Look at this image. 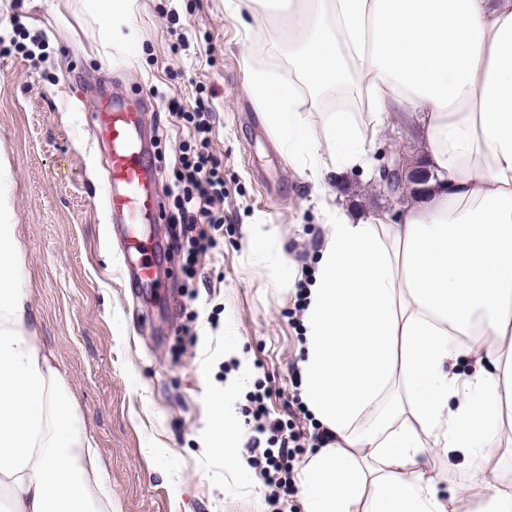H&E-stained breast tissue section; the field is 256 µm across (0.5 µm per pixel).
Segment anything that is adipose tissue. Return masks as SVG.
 Wrapping results in <instances>:
<instances>
[{"instance_id": "adipose-tissue-1", "label": "adipose tissue", "mask_w": 512, "mask_h": 512, "mask_svg": "<svg viewBox=\"0 0 512 512\" xmlns=\"http://www.w3.org/2000/svg\"><path fill=\"white\" fill-rule=\"evenodd\" d=\"M280 19L300 82L341 96L365 82L366 115L327 112L314 137L296 94L262 59L245 61L249 96L314 184L369 169L389 116L424 112L419 164L429 190L396 217L336 209L303 316L301 399L332 443L301 472L305 512H512L488 464L512 405V0H252ZM9 195L0 184V497L8 512H111L103 465L40 346L17 284ZM474 363L472 375L449 361ZM378 414V424L357 430ZM212 451L241 465L233 414L214 403ZM466 448L472 474L443 502L437 449Z\"/></svg>"}]
</instances>
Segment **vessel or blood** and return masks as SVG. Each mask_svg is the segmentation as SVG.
<instances>
[{"instance_id":"1","label":"vessel or blood","mask_w":512,"mask_h":512,"mask_svg":"<svg viewBox=\"0 0 512 512\" xmlns=\"http://www.w3.org/2000/svg\"><path fill=\"white\" fill-rule=\"evenodd\" d=\"M148 108L144 96L115 95L101 100L95 108V134L111 142V156L104 204L113 223L126 225L125 251L138 253L135 280L149 287L153 257L142 227L162 220L158 193L153 186L158 166L142 137V114Z\"/></svg>"}]
</instances>
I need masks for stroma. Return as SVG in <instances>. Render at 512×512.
I'll return each mask as SVG.
<instances>
[{"mask_svg":"<svg viewBox=\"0 0 512 512\" xmlns=\"http://www.w3.org/2000/svg\"><path fill=\"white\" fill-rule=\"evenodd\" d=\"M111 26V38L100 37ZM277 22L257 23L228 0H126L104 20L93 0H0V179L9 186L23 288L42 344L64 376L104 465L112 512H304L300 494L270 502L253 467L210 452L213 402L228 397L243 439L255 435L250 396L270 395L289 419L296 462L317 453L320 426L302 409L303 310L328 207L360 213L390 202L370 173L301 176L250 99L244 60L265 59L294 84ZM148 95L145 124L160 166L194 128L167 109L207 97L209 150L224 163V238L184 272L176 224H155L160 267L150 292L125 280L123 225L102 205L109 146L92 136L103 79ZM276 236L296 276L278 284L275 257L257 269L251 228Z\"/></svg>","mask_w":512,"mask_h":512,"instance_id":"stroma-1","label":"stroma"}]
</instances>
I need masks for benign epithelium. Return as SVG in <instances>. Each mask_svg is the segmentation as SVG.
I'll return each mask as SVG.
<instances>
[{
	"instance_id": "benign-epithelium-1",
	"label": "benign epithelium",
	"mask_w": 512,
	"mask_h": 512,
	"mask_svg": "<svg viewBox=\"0 0 512 512\" xmlns=\"http://www.w3.org/2000/svg\"><path fill=\"white\" fill-rule=\"evenodd\" d=\"M425 173L427 169L413 161L410 150L398 130H389L374 180L399 205L411 191L418 188L416 181Z\"/></svg>"
}]
</instances>
